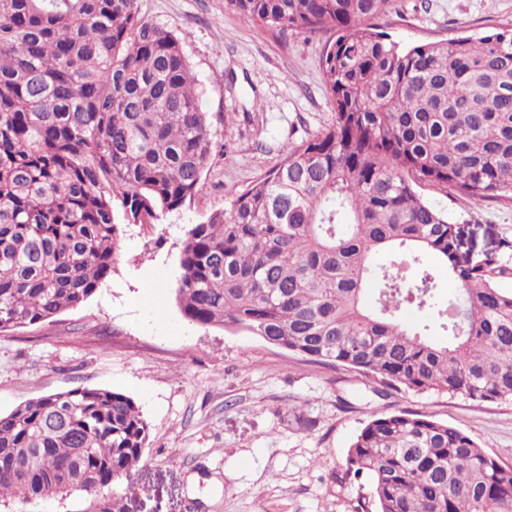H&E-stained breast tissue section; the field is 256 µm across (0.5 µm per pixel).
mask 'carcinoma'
Segmentation results:
<instances>
[{"label": "carcinoma", "mask_w": 512, "mask_h": 512, "mask_svg": "<svg viewBox=\"0 0 512 512\" xmlns=\"http://www.w3.org/2000/svg\"><path fill=\"white\" fill-rule=\"evenodd\" d=\"M392 2L227 0L280 36L331 33L320 66L333 119L191 225L176 299L195 325L268 336L380 397L512 401V291L499 286L512 241L473 253L464 225L418 191L512 202V25L401 47L372 24ZM211 157L181 41L138 0H0V331L86 302L112 272L118 225L184 206ZM380 251L389 265L373 263ZM411 309L423 318L407 321ZM148 436L119 392L29 399L0 414V502L79 491L82 512H126L119 485ZM364 476L363 512H512V465L407 410L354 437L342 479Z\"/></svg>", "instance_id": "1"}]
</instances>
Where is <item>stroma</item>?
<instances>
[{
    "instance_id": "1",
    "label": "stroma",
    "mask_w": 512,
    "mask_h": 512,
    "mask_svg": "<svg viewBox=\"0 0 512 512\" xmlns=\"http://www.w3.org/2000/svg\"><path fill=\"white\" fill-rule=\"evenodd\" d=\"M139 7L181 40L198 80L215 145L203 189L159 224L120 225L112 274L84 304L0 332V414L77 388L130 396L150 435L127 512H357L368 482L341 474L375 412L456 425L512 464L511 401L413 391L381 398L355 372L184 317L175 286L189 225L280 162L283 145L330 122L320 67L328 36L276 35L226 0ZM374 24L403 46L480 34L512 24V0H395ZM421 193L466 225L476 251L512 240V204L439 187Z\"/></svg>"
}]
</instances>
